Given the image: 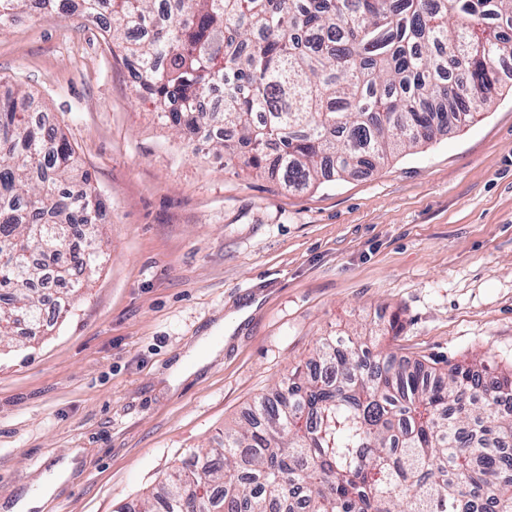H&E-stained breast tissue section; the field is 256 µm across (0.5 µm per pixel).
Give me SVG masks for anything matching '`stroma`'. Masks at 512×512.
Instances as JSON below:
<instances>
[{"label":"stroma","instance_id":"stroma-1","mask_svg":"<svg viewBox=\"0 0 512 512\" xmlns=\"http://www.w3.org/2000/svg\"><path fill=\"white\" fill-rule=\"evenodd\" d=\"M105 208L103 262L54 328L0 343V507L71 460L39 512H134L191 452L243 422L317 341L512 371V94L373 170L291 191L157 117L80 0L0 35ZM399 316L398 336L381 335ZM223 323L228 340L170 387ZM212 336H202L187 354L175 362L168 371L167 379L171 387H175L178 382L191 374L196 373L207 362V355L202 351L207 349L208 353L215 356L219 348H209V342Z\"/></svg>","mask_w":512,"mask_h":512}]
</instances>
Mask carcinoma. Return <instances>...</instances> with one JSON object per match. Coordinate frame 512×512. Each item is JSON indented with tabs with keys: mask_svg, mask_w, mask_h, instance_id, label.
<instances>
[{
	"mask_svg": "<svg viewBox=\"0 0 512 512\" xmlns=\"http://www.w3.org/2000/svg\"><path fill=\"white\" fill-rule=\"evenodd\" d=\"M161 121L304 190L461 129L502 94L512 0H83ZM68 0H0V33ZM220 92L223 105L194 109ZM31 96L0 97V339L93 272L103 202ZM512 373L410 363L359 336L313 356L139 512H512Z\"/></svg>",
	"mask_w": 512,
	"mask_h": 512,
	"instance_id": "1",
	"label": "carcinoma"
}]
</instances>
